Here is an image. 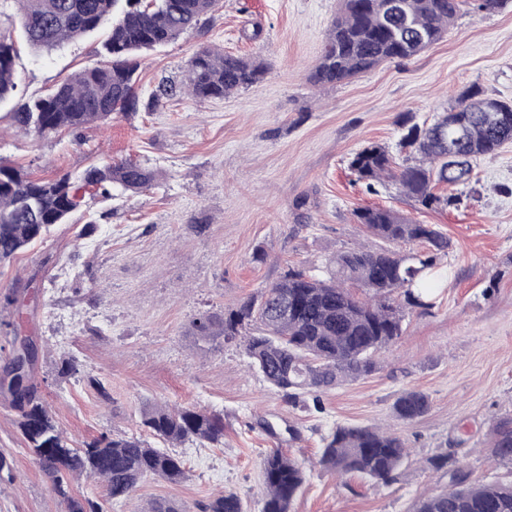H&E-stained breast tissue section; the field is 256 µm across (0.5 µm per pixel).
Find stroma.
<instances>
[{
	"label": "stroma",
	"mask_w": 512,
	"mask_h": 512,
	"mask_svg": "<svg viewBox=\"0 0 512 512\" xmlns=\"http://www.w3.org/2000/svg\"><path fill=\"white\" fill-rule=\"evenodd\" d=\"M340 7V0H220L199 30L140 56L138 94L185 83L191 57L206 46L263 61L261 82L205 102L176 96L77 135L20 134L7 114L97 65L101 35L51 52L19 48L15 101L0 104V161L50 179L131 159L155 181L142 194L85 196L83 212L98 217L95 237H82L76 215L0 266V297L14 292L27 302L18 319L0 309V320L17 328L13 336L0 329V367L14 336L33 341L39 394L78 445L105 432L140 434L148 403L224 417L223 444L185 447L186 481L144 478L112 512H144L155 501L198 512L228 490L247 512H261V460L275 448L306 474L291 512H411L417 497L446 485V476L423 467L441 453L474 480L507 472L491 460L486 434L512 417V143L474 159L458 208L445 211L423 208L394 185L368 193L348 159L370 143L397 151L406 125L450 111L469 88L512 102V8L461 13L419 55L317 86L309 75ZM368 205L438 225L451 242L431 307L407 315L375 372L324 393L322 409L293 406L249 368L237 343L198 340L194 318L258 294L287 267L378 248L353 217ZM69 355L84 375H60ZM89 373L107 396L87 383ZM408 388L427 393L431 408L405 424L392 406ZM17 419L0 392V453L15 461L13 480L0 482V512H61ZM338 424L395 430L412 450L411 466L389 486L337 480L316 460Z\"/></svg>",
	"instance_id": "stroma-1"
}]
</instances>
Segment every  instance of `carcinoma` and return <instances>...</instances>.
Instances as JSON below:
<instances>
[{
	"label": "carcinoma",
	"mask_w": 512,
	"mask_h": 512,
	"mask_svg": "<svg viewBox=\"0 0 512 512\" xmlns=\"http://www.w3.org/2000/svg\"><path fill=\"white\" fill-rule=\"evenodd\" d=\"M512 0H342L326 35L323 51L310 75L317 85H335L380 63L417 56L439 41L463 9L491 12ZM15 6L22 36L36 51H51L79 37L106 32V61L84 69L50 93L22 103L10 120L23 133L39 136L79 133L106 124L117 112H136L137 56L179 39L216 11L218 0H0V18ZM16 43L0 27V102L14 96ZM266 74L264 62L214 48L197 51L189 61L188 94L198 101L222 99L247 88ZM181 88L162 85L145 107L152 110ZM512 142V103L483 98L479 90L463 92L457 106L430 124L410 126L399 146L409 151L404 164L386 148L368 145L357 151L350 169L370 193L394 183L401 192L431 210L454 206L459 198L434 192L437 184H464L471 161ZM154 173L133 161L93 164L73 179H33L23 169L0 162V264L11 262L36 241L47 238L82 205L80 191L113 199L114 190L139 193ZM356 223L384 245L340 252L326 273L315 267H292L260 294L249 296L222 314L195 318L199 340L240 339L250 366L294 406L377 369V356L403 335L407 310L426 308L430 276L448 255L450 241L434 224H420L382 207L354 211ZM425 243L427 250L403 254L393 246ZM365 291L361 298L346 287ZM11 376L0 388L18 411L17 427L26 449L60 497L65 512H112V504L130 498L137 484L152 476L170 483L187 478L186 442L224 443V417L193 406L170 409L147 405L141 425L163 446L137 435L102 434L74 445L55 415L40 400L33 371L13 359L3 366ZM430 409L427 394L402 391L394 416L412 423ZM494 461L512 468V417L489 430ZM326 471L359 474L376 483L395 482L409 468V449L394 432L378 426L338 424L322 438L318 460ZM426 467L448 475V487L417 498L412 512H512V481L481 483L444 454ZM262 512H291L305 481L303 467L279 449L261 462ZM101 482L105 496L73 493V483ZM203 512H245L233 491L216 495Z\"/></svg>",
	"instance_id": "1"
}]
</instances>
